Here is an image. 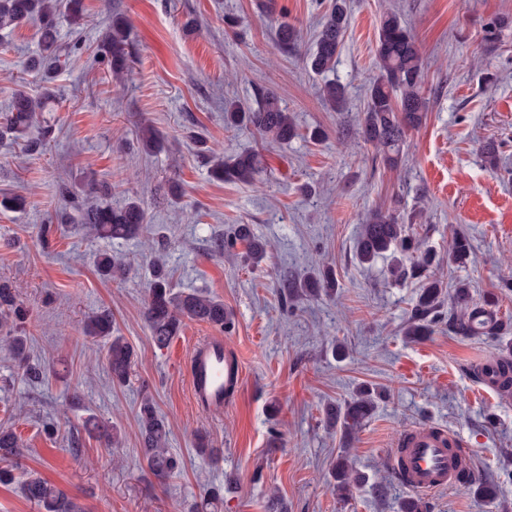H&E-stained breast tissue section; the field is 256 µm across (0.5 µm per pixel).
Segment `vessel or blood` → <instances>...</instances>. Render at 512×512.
<instances>
[{
  "mask_svg": "<svg viewBox=\"0 0 512 512\" xmlns=\"http://www.w3.org/2000/svg\"><path fill=\"white\" fill-rule=\"evenodd\" d=\"M186 366L192 398L206 411L223 410L227 387L242 383L241 369L228 361L220 336H210L195 344L186 358ZM465 455L460 438L429 428L407 430L392 450L393 464L401 473L403 485L426 493L453 484Z\"/></svg>",
  "mask_w": 512,
  "mask_h": 512,
  "instance_id": "vessel-or-blood-1",
  "label": "vessel or blood"
}]
</instances>
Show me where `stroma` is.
Listing matches in <instances>:
<instances>
[{"label":"stroma","instance_id":"stroma-1","mask_svg":"<svg viewBox=\"0 0 512 512\" xmlns=\"http://www.w3.org/2000/svg\"><path fill=\"white\" fill-rule=\"evenodd\" d=\"M329 0H84L82 25L62 22L66 64L51 82L30 72L36 30L0 32V114L25 77L37 94L57 98L44 119L43 148L0 139V199L29 193L26 211L0 207V278L16 287L28 316L30 360L44 376L32 382L0 340V423L24 444L15 481L0 483V512H38L21 481L33 475L62 490L82 512H195L206 485L222 487L218 512H267L270 495L288 512H399L410 492L392 476L388 456L411 426L460 437L473 466L496 488L481 498L463 486L424 494L432 512H512V398L469 373L496 348H512V0H348L349 24L335 79L347 109L322 99L323 76L303 55ZM396 11L419 44L426 66L429 109L407 136L397 166L377 160L355 133L366 82L375 75L381 17ZM287 14L301 46L275 45L270 14ZM128 21L132 63L121 79L105 76L97 49L107 23ZM502 23L486 40L491 23ZM261 91L280 97L297 135L281 145L248 130L224 127V104L254 102ZM160 135L154 152L139 141L144 126ZM321 127L326 137L309 132ZM202 135L205 146L193 142ZM496 145V161L478 153ZM261 154L260 185L225 183L210 175L209 152ZM108 186L112 207L138 201L147 222L137 238L102 239L81 222L91 185ZM70 197H63L61 187ZM382 208L400 213L451 291L471 285L475 301L496 296L503 321L495 343L439 326L420 340L406 338L419 283L387 277L391 257L370 265L356 255L360 225ZM250 225L270 242L259 264L244 245L218 252L215 236ZM469 235L465 265L448 259L456 233ZM172 273L174 291L220 299L234 314L230 331L190 322L174 339L182 353L223 335L238 358L242 387L223 411L198 409L184 362L156 348L143 311L152 249ZM121 258L126 275L106 280L95 257ZM336 278V294L302 296L283 304L280 280L320 268ZM109 310L116 335L134 349L129 385L113 386L105 341L84 335L92 313ZM346 349L344 359L333 344ZM382 392L373 416L353 436L324 426L325 409L359 388ZM152 397L170 429L168 448L182 467L161 481L141 449L137 410ZM95 417L121 434L107 445L84 430ZM54 421L47 436L42 421ZM219 454L199 457L196 433ZM366 480L339 496L332 469L340 454Z\"/></svg>","mask_w":512,"mask_h":512}]
</instances>
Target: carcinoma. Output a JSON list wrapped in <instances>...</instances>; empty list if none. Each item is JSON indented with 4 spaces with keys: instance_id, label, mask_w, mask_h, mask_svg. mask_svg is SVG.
<instances>
[{
    "instance_id": "cac0c4a2",
    "label": "carcinoma",
    "mask_w": 512,
    "mask_h": 512,
    "mask_svg": "<svg viewBox=\"0 0 512 512\" xmlns=\"http://www.w3.org/2000/svg\"><path fill=\"white\" fill-rule=\"evenodd\" d=\"M62 15L75 24L79 23L83 16V0H0V30H14L23 25L36 28L39 54L32 59V67L41 73L44 80L54 77L62 67L57 39L58 19ZM347 25L346 0H332L313 45L304 54L305 64L313 73L323 75L336 69ZM275 36L278 47L283 51L297 47L301 40L296 27L286 21L278 22ZM127 38L125 21L116 18L107 24L99 52L102 62L115 77L123 74L131 63L126 52ZM375 58L377 73L366 83V104L359 126L364 140L383 154L385 162L394 166L402 152L406 132L422 125L429 107V98L424 90L422 54L413 34L395 13L384 15L380 22ZM322 96L331 110L342 112L346 109L345 88L340 83L326 81ZM54 101L49 91L34 96L22 88L16 90L8 113L0 115V138L6 135L25 138L28 150H38L48 130L38 126L37 113L50 111ZM224 125L237 129L246 127L264 139L281 143L288 142L296 135L294 118L272 93L260 94L254 105L239 101L226 103ZM263 170L261 156L246 152L218 157L211 174L224 182L256 184ZM82 219L100 235L128 238L139 234L146 223V214L140 203L133 200L119 208L107 203L90 207L83 211ZM238 241L245 244L246 257L250 260L257 261L263 256L265 245L253 235L247 224L238 225L234 238L220 240L217 248H231ZM391 250L409 259L407 266L401 262L390 266L391 279L399 281L410 277L420 282V292L405 335L411 338L426 336L435 325L445 323L457 336L495 338L502 321L489 308V303H473L469 284L460 282L455 286L453 299L460 311L447 314L441 310L443 286L430 271L433 256L421 251L420 242L411 233L410 226L402 223L395 212H376L362 225L357 257L362 264H372ZM449 256L458 264L470 260L472 246L467 234L461 232L454 236ZM96 266L106 278H119L126 271L121 261L107 254L97 257ZM299 287L305 288V293L313 296L321 291L330 294L335 291V279L331 273L323 272L301 285L285 280L281 285L284 300L293 301L295 290ZM26 315L15 289L9 281L0 279V330L5 332L6 340L24 373L38 379L42 372L40 368L29 365L27 337L18 334V326L24 323ZM144 317L151 341L158 348L167 346L188 321L203 322L221 330L230 328L232 323V312L224 306L223 301L199 293H174L166 263L159 255L153 261V277L149 283ZM83 333L106 340V360L112 385H127L135 364V353L123 337L112 335L111 314L101 312L88 317L83 323ZM470 373L478 382L502 395L512 396V351H497L487 361L471 367ZM375 403L374 391L361 388L344 405L328 410L327 424L343 432H353L370 417ZM138 421L142 452L149 470L159 479L169 477L179 469L180 461L166 448L169 430L151 398L142 399ZM21 455V439L14 428L7 423L0 424V482L14 479L13 470ZM333 478L334 488L341 495L362 481L360 474L353 470L343 455L336 462ZM23 492L40 512H76L74 503L62 491L39 477H27L23 482Z\"/></svg>"
}]
</instances>
